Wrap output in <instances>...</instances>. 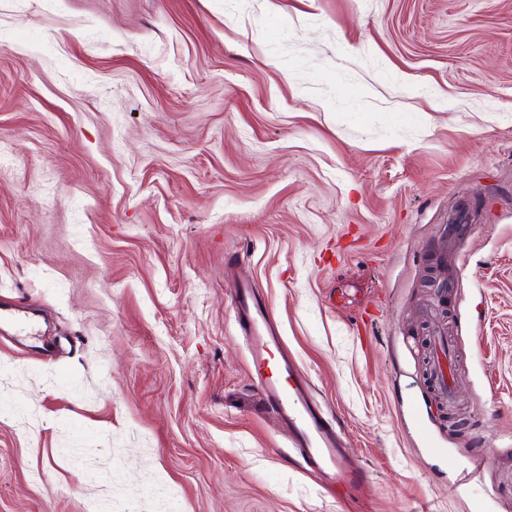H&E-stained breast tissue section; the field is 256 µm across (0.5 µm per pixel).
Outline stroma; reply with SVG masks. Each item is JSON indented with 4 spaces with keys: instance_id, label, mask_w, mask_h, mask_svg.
I'll return each mask as SVG.
<instances>
[{
    "instance_id": "35a3bbf8",
    "label": "stroma",
    "mask_w": 512,
    "mask_h": 512,
    "mask_svg": "<svg viewBox=\"0 0 512 512\" xmlns=\"http://www.w3.org/2000/svg\"><path fill=\"white\" fill-rule=\"evenodd\" d=\"M0 142V512H512V0H0ZM235 306L239 322L249 336V366L258 377L264 406L287 429L290 445L296 449L302 467L336 479L341 448L336 426L315 403L306 375L281 351L280 331L249 281L240 282L235 289ZM274 352H279L278 366L287 375V383L263 376Z\"/></svg>"
}]
</instances>
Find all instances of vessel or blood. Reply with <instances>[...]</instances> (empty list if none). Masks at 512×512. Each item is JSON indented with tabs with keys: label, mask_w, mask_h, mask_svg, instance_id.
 I'll use <instances>...</instances> for the list:
<instances>
[{
	"label": "vessel or blood",
	"mask_w": 512,
	"mask_h": 512,
	"mask_svg": "<svg viewBox=\"0 0 512 512\" xmlns=\"http://www.w3.org/2000/svg\"><path fill=\"white\" fill-rule=\"evenodd\" d=\"M239 322L249 337V366L259 378L262 400L288 431L303 468L343 483L359 482L356 472L337 474L340 436L335 426L315 403L308 378L295 361L281 351L280 331L250 282H240L235 290Z\"/></svg>",
	"instance_id": "1"
}]
</instances>
